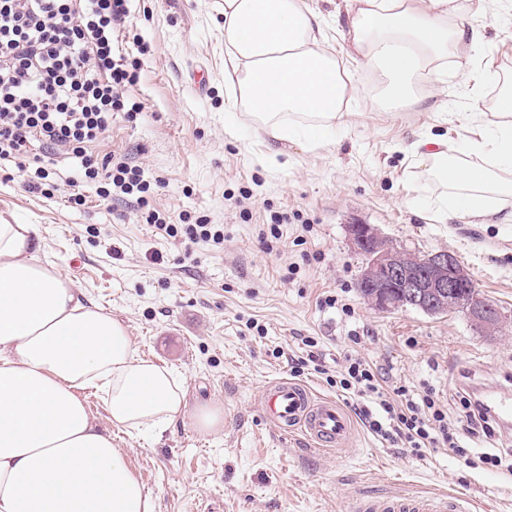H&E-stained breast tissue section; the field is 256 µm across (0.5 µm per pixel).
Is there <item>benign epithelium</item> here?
I'll use <instances>...</instances> for the list:
<instances>
[{
	"instance_id": "1",
	"label": "benign epithelium",
	"mask_w": 512,
	"mask_h": 512,
	"mask_svg": "<svg viewBox=\"0 0 512 512\" xmlns=\"http://www.w3.org/2000/svg\"><path fill=\"white\" fill-rule=\"evenodd\" d=\"M357 249L367 257L359 287L373 288L383 311L409 304L426 313L456 309L466 313L486 332L499 328L498 310L483 300L456 256L437 251L425 257L387 242L370 224H351Z\"/></svg>"
}]
</instances>
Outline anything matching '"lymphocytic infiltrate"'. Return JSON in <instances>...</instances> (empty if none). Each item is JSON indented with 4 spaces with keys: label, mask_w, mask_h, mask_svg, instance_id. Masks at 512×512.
<instances>
[{
    "label": "lymphocytic infiltrate",
    "mask_w": 512,
    "mask_h": 512,
    "mask_svg": "<svg viewBox=\"0 0 512 512\" xmlns=\"http://www.w3.org/2000/svg\"><path fill=\"white\" fill-rule=\"evenodd\" d=\"M130 14L131 0H0V166L13 165L29 192L47 197L55 166L69 161L98 197L134 198L157 234L223 244L221 225L166 223L150 205L153 188L144 169L95 152L115 113L133 121L144 110L127 90L137 84L150 48L140 41L128 50ZM36 144L44 155L33 153ZM301 343L307 353L293 360L292 373L312 369L345 397L369 433L390 445L446 448L463 457L468 442L490 444L504 432L469 375L458 381L451 416L432 388L389 380L358 356H346L329 373L315 338Z\"/></svg>",
    "instance_id": "lymphocytic-infiltrate-1"
}]
</instances>
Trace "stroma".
<instances>
[{"label": "stroma", "instance_id": "stroma-1", "mask_svg": "<svg viewBox=\"0 0 512 512\" xmlns=\"http://www.w3.org/2000/svg\"><path fill=\"white\" fill-rule=\"evenodd\" d=\"M130 22L152 49L130 90L146 113L135 122L114 115L99 151L126 155L160 180L153 205L171 223L223 225V245L162 237L133 207L90 188L86 205L72 207L67 163L58 164L48 198L25 191L17 169L0 170V219L37 225V257L118 318L140 357L182 381L184 410L162 430L116 427L104 400L86 395L154 512H349L353 498L398 491L464 492L475 512H512V473L504 469L469 468L445 448H395L361 427L345 448H317L302 433L281 434L259 411L268 382L290 376L288 357L304 336L317 340L327 367L352 351L390 379L430 385L443 400L461 373L477 389L512 375V224L434 221L421 206L443 184L421 174L409 150L428 135L458 144L457 115L469 103L464 76L449 78L447 90L422 106L388 111L375 98L374 77L345 61L346 126L313 151L282 144V162L273 165L247 120H237L234 134L224 131V17L216 0H133ZM482 32L494 74L483 87L490 104L500 80L512 78V24L491 18ZM277 212L295 219L268 253L257 236ZM357 222L423 255L455 253L499 311V332L487 335L459 312L379 311L358 290L365 258L347 231ZM301 234L306 244H297ZM316 251L320 259L305 261ZM328 294L353 316L321 307ZM250 318L259 330L246 328ZM205 405L223 409L222 427H198Z\"/></svg>", "mask_w": 512, "mask_h": 512}]
</instances>
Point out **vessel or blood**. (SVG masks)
I'll return each instance as SVG.
<instances>
[{"instance_id":"obj_1","label":"vessel or blood","mask_w":512,"mask_h":512,"mask_svg":"<svg viewBox=\"0 0 512 512\" xmlns=\"http://www.w3.org/2000/svg\"><path fill=\"white\" fill-rule=\"evenodd\" d=\"M485 399L501 422H512V390H491L486 392ZM260 411L280 431H302L328 449L344 447L355 427L351 414L341 403L315 397L307 385L288 378L269 383ZM470 505V499L458 493H389L356 498L350 512H470Z\"/></svg>"}]
</instances>
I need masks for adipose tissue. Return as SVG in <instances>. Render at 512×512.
<instances>
[{
  "mask_svg": "<svg viewBox=\"0 0 512 512\" xmlns=\"http://www.w3.org/2000/svg\"><path fill=\"white\" fill-rule=\"evenodd\" d=\"M342 38L358 68L383 79L392 107L444 91L448 58L473 76L468 135L412 146L446 187L439 221L512 223V82L483 113L482 24L512 0H344ZM229 101L268 139L313 150L344 126L340 51L305 0H224ZM38 228L0 219V512H153V503L79 392L102 386L113 425L164 427L185 392L165 368L139 359L124 326L35 256Z\"/></svg>",
  "mask_w": 512,
  "mask_h": 512,
  "instance_id": "1",
  "label": "adipose tissue"
}]
</instances>
